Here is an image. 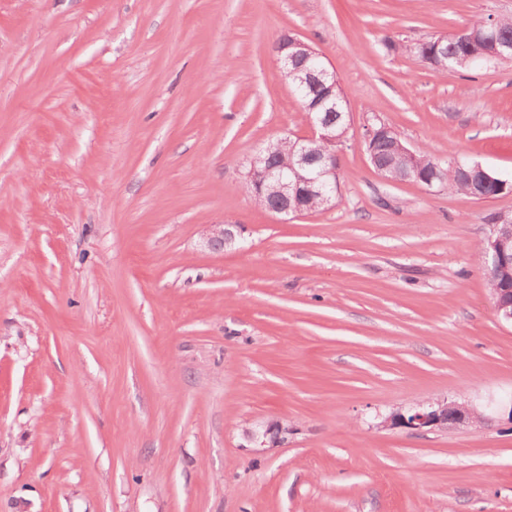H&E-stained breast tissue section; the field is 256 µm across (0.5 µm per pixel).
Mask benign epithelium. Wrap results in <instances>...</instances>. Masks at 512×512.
I'll list each match as a JSON object with an SVG mask.
<instances>
[{"label": "benign epithelium", "mask_w": 512, "mask_h": 512, "mask_svg": "<svg viewBox=\"0 0 512 512\" xmlns=\"http://www.w3.org/2000/svg\"><path fill=\"white\" fill-rule=\"evenodd\" d=\"M472 39L490 46L489 56L509 62L512 60V44L497 40L495 32L486 28L473 32ZM277 62L285 81L295 86H317L336 80V72L325 68L303 69L297 65L301 53L317 56L319 52L304 40L291 35L283 36L277 45ZM310 134L296 138L299 147L293 163L286 166L279 160L277 145L289 141L281 136L269 141L250 161L247 180L253 185L255 201L265 210L294 217L306 213L303 200L317 198L324 206L331 205L336 196L328 194L323 178L336 175L331 158L319 150V142L332 135V123L318 116L309 118ZM235 234L222 224L211 225L207 245L221 249L235 243ZM487 268L493 272L503 267L512 268V225H500L491 222V233L487 236ZM490 302L497 316L512 323V288H499L490 296ZM477 418L474 408L466 404L448 401H436L421 405L413 411L396 413L389 417L391 427H404L414 432L434 430L436 428L459 427Z\"/></svg>", "instance_id": "7a95c632"}]
</instances>
